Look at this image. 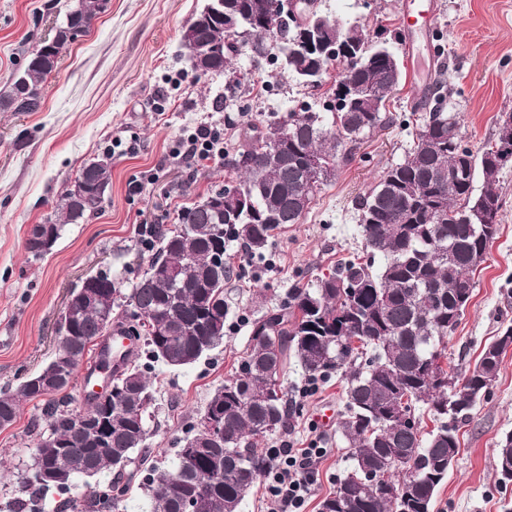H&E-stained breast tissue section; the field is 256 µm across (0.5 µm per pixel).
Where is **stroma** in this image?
<instances>
[{"label":"stroma","instance_id":"1","mask_svg":"<svg viewBox=\"0 0 512 512\" xmlns=\"http://www.w3.org/2000/svg\"><path fill=\"white\" fill-rule=\"evenodd\" d=\"M73 0H0V89L23 69L25 56L52 38ZM204 0H109L105 12L63 53L47 76L41 111L0 112V391L51 359L58 324L70 291L93 272L111 269L132 284L148 267L138 249L140 225L175 223L182 207L197 203L215 186L235 180L228 161L190 168L169 155L172 142L201 123L223 127L228 150L245 144L271 116H285L311 97L287 72L250 55L235 58L233 73H196L181 46L183 28ZM331 18L358 21L369 41H387L404 66L403 80L386 105L395 116L410 114L437 73L445 71L449 111L458 113L466 144L479 150L494 141L503 113H512V0H436L434 29L406 30L401 12L414 0H322ZM413 145L400 124L377 129L331 182L318 186L300 223L282 228L264 257L241 243L228 247L233 275L225 285L230 314L223 345L194 365L151 370L156 401L151 409L149 451L140 471L169 463L188 423L213 391L234 373L250 343L249 322L278 304L295 285L311 286L362 250L356 201ZM111 153V185L101 211L65 225L46 256L30 259L29 225L51 214L77 169ZM141 180L138 196L130 180ZM504 200L500 232L486 261L474 272L472 299L448 338L456 369L474 365L483 346L512 325V165L498 176ZM291 426L259 447L281 441L305 447L319 441L326 455L303 512H318L347 462L335 428H321L317 414L340 412L345 383L331 376L301 397V368L289 362L281 377ZM39 401L21 405L16 422L0 431V502L13 496L11 471L28 464L29 432ZM512 430V347L502 357L492 396L460 430V450L439 489L433 512H512V487L500 492L493 467L495 443Z\"/></svg>","mask_w":512,"mask_h":512}]
</instances>
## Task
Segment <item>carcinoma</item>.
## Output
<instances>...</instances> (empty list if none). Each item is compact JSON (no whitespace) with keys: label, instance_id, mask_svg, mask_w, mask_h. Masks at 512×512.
Returning a JSON list of instances; mask_svg holds the SVG:
<instances>
[{"label":"carcinoma","instance_id":"obj_1","mask_svg":"<svg viewBox=\"0 0 512 512\" xmlns=\"http://www.w3.org/2000/svg\"><path fill=\"white\" fill-rule=\"evenodd\" d=\"M108 0H75L57 26L51 51L28 52L21 72L0 90V112H37L44 79L58 66L74 41L72 29L89 30ZM271 0H223L213 14L196 15L194 37L181 45L201 75L222 74L224 67L249 51L238 39L243 29L265 45L257 60L283 69L299 85L321 92L333 67V103L313 112L299 111L265 122L262 130L235 150L232 167L244 201L226 202L216 210L199 201L183 208L168 228L154 224L139 238L142 252L152 253V274L129 288L103 271V281L81 290L87 297L72 327L60 323L51 360L15 390L0 392V428L16 421L21 403L42 402L43 427L31 435V464L18 470L19 495L0 512H44L48 495L70 488L78 478L114 472L115 480L86 496L61 504L62 512H118L130 491L133 453L147 448V418L154 400L148 370L140 355L115 379L109 431L78 428L71 419L74 398L68 393L79 370L95 373L94 346L103 338L104 318L136 334L141 355L171 368L196 363L224 343L229 306L224 283L233 269L216 257L242 241L248 253L262 257L276 230L297 224L311 203L315 187L328 181L350 160L365 138L395 121L385 100L400 85L403 71L386 44L372 45L364 29L346 21L331 23L318 38L336 44L333 59L308 56L296 45L298 31L274 15ZM444 72L436 75L429 96L414 105L421 114L413 147L392 164L357 203L364 255H356L319 278L311 287L294 286L277 307L250 321L251 343L236 372L217 388L193 432L213 412L224 418L226 446L208 448L188 464L176 454L167 467L152 466L142 481L145 512H181L197 496L205 512H239L247 492L265 473L269 457L254 447L256 437L282 433L292 413L279 389L268 401L257 395L280 379L292 358L309 378L338 374L346 380V402L340 422L349 466L320 512H432L434 498L459 453L458 424L472 418L490 395L502 354L512 346V326L485 346L474 366L463 372L443 368L441 359L473 294L470 273L477 257L488 254L500 225V209L487 229L480 214L488 200L500 202L496 187L502 169L485 158L494 143L478 152L461 148L458 117L448 111ZM454 173L448 178V173ZM483 186L475 193L476 173ZM111 156L82 165L59 195L46 218L53 239L66 224H77L101 210L97 191L108 190ZM184 269L173 282L161 268ZM356 280L357 297L344 296L340 285ZM68 371L60 382L34 383L58 363ZM397 404L416 420L407 427L391 415ZM437 425L420 430L423 413ZM64 453L45 446L47 439ZM494 467L499 485L512 484V431L498 439ZM368 470L378 482L358 483Z\"/></svg>","mask_w":512,"mask_h":512}]
</instances>
